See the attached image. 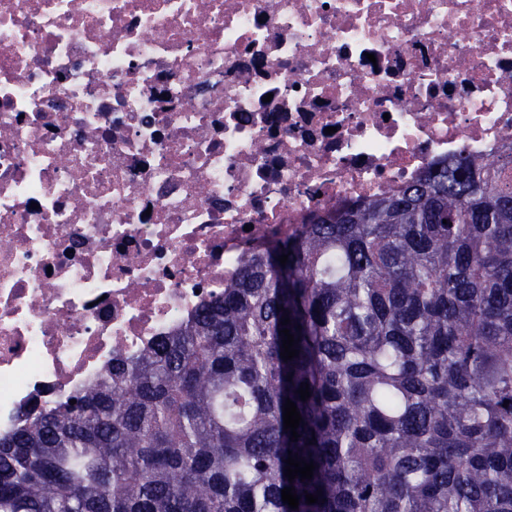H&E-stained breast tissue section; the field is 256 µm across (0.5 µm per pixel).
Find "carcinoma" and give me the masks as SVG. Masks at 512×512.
Masks as SVG:
<instances>
[{"label": "carcinoma", "mask_w": 512, "mask_h": 512, "mask_svg": "<svg viewBox=\"0 0 512 512\" xmlns=\"http://www.w3.org/2000/svg\"><path fill=\"white\" fill-rule=\"evenodd\" d=\"M75 400L0 435V512H512V157L432 165L244 258Z\"/></svg>", "instance_id": "cac0c4a2"}]
</instances>
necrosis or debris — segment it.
<instances>
[{"instance_id":"necrosis-or-debris-1","label":"necrosis or debris","mask_w":512,"mask_h":512,"mask_svg":"<svg viewBox=\"0 0 512 512\" xmlns=\"http://www.w3.org/2000/svg\"><path fill=\"white\" fill-rule=\"evenodd\" d=\"M512 152V0H0V434L242 260Z\"/></svg>"}]
</instances>
